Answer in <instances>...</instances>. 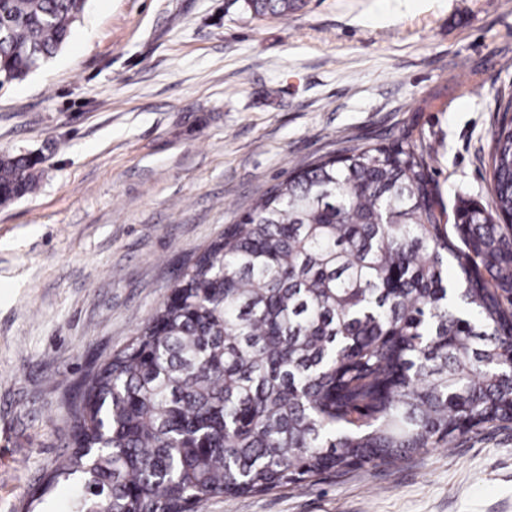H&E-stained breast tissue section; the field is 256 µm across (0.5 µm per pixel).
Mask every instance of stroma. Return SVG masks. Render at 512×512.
Instances as JSON below:
<instances>
[{"instance_id":"35a3bbf8","label":"stroma","mask_w":512,"mask_h":512,"mask_svg":"<svg viewBox=\"0 0 512 512\" xmlns=\"http://www.w3.org/2000/svg\"><path fill=\"white\" fill-rule=\"evenodd\" d=\"M89 0L58 54L0 87V156L40 157L0 205V512L67 450L68 402L225 225L293 168L404 134L446 210L491 208L512 99V0ZM199 512H512V424ZM301 0H229L228 8H238L253 17L288 16L301 7Z\"/></svg>"}]
</instances>
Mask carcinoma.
Wrapping results in <instances>:
<instances>
[{
	"label": "carcinoma",
	"instance_id": "cac0c4a2",
	"mask_svg": "<svg viewBox=\"0 0 512 512\" xmlns=\"http://www.w3.org/2000/svg\"><path fill=\"white\" fill-rule=\"evenodd\" d=\"M86 3L0 0V86L55 55ZM489 158L494 212L461 198L452 225L410 134L272 186L84 384L33 501L73 480L69 512H185L512 424V118ZM39 163L0 158L1 205Z\"/></svg>",
	"mask_w": 512,
	"mask_h": 512
}]
</instances>
